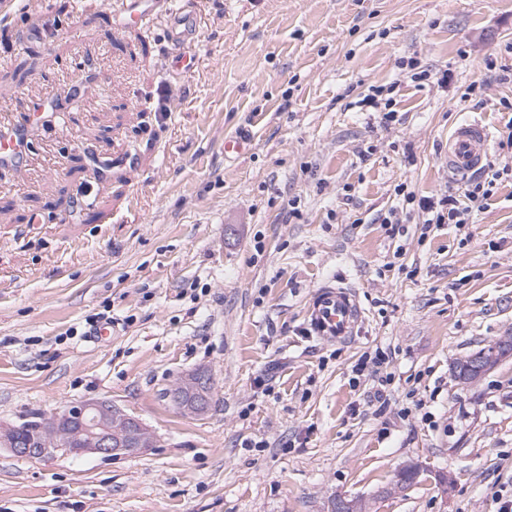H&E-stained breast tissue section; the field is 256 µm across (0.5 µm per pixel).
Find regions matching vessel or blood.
<instances>
[{
  "instance_id": "1",
  "label": "vessel or blood",
  "mask_w": 512,
  "mask_h": 512,
  "mask_svg": "<svg viewBox=\"0 0 512 512\" xmlns=\"http://www.w3.org/2000/svg\"><path fill=\"white\" fill-rule=\"evenodd\" d=\"M112 27L117 31L140 30L155 16H165L168 40L176 61H184L187 50L199 38L191 0H111ZM51 20H43L22 28L19 42L36 46L56 34ZM38 108H30L23 122L0 126V168L7 167L15 175H23L31 152L32 136ZM491 133L477 120L464 121L448 136V171L465 178L479 170L489 154ZM363 312L355 293L346 286L326 284L320 287L307 309V324L320 339L341 342L355 336Z\"/></svg>"
}]
</instances>
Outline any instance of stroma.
Returning a JSON list of instances; mask_svg holds the SVG:
<instances>
[{"instance_id":"obj_1","label":"stroma","mask_w":512,"mask_h":512,"mask_svg":"<svg viewBox=\"0 0 512 512\" xmlns=\"http://www.w3.org/2000/svg\"><path fill=\"white\" fill-rule=\"evenodd\" d=\"M194 67L159 16L112 28L108 0L0 10V125L40 113L25 179L0 169V422L107 398L156 437L118 458L0 449V512H489L512 480V357L479 382L461 358L512 332V184L459 226H424L447 195L449 132L498 142L512 112V0H195ZM51 17L73 37L19 46ZM505 79L465 99L486 60ZM449 86L415 82L408 61ZM100 98L65 90L86 64ZM394 86L395 119L365 105ZM167 113L157 110L158 104ZM247 133L250 151L224 155ZM414 192L415 201L404 198ZM327 281L354 289L361 331L307 329ZM112 336L92 342L98 315ZM382 349L384 398L352 367ZM208 370L206 414L166 399ZM423 474L395 489L398 471ZM454 477L442 490L435 476Z\"/></svg>"}]
</instances>
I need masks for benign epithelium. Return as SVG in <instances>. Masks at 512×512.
Wrapping results in <instances>:
<instances>
[{"instance_id":"7a95c632","label":"benign epithelium","mask_w":512,"mask_h":512,"mask_svg":"<svg viewBox=\"0 0 512 512\" xmlns=\"http://www.w3.org/2000/svg\"><path fill=\"white\" fill-rule=\"evenodd\" d=\"M512 356V333L497 340L491 351L474 353L463 359L456 369L458 379L475 384L490 372L502 359ZM213 381L208 371L198 369L183 375L179 386L195 394L191 402L183 400L177 392H169L170 402L182 413L200 416L208 410L210 386ZM27 429L23 422L0 425V440L14 438L9 451L26 455L18 435ZM41 431L56 444L54 448H43L38 458H47L58 453L72 452L79 456L97 455L117 458L141 453L154 446L153 432L137 417L104 398L77 401L62 411L41 421Z\"/></svg>"}]
</instances>
